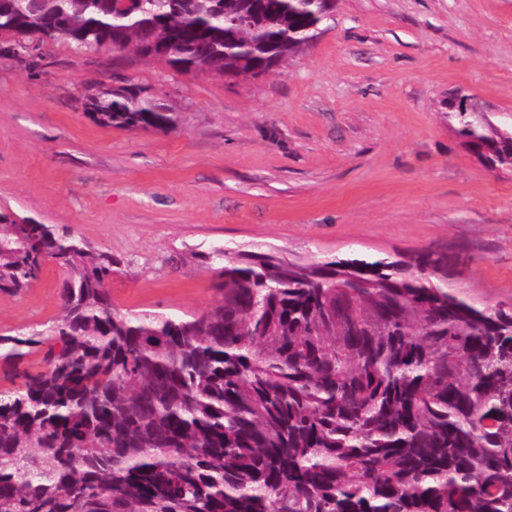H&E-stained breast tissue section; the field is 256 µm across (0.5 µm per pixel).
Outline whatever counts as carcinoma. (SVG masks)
I'll use <instances>...</instances> for the list:
<instances>
[{"label": "carcinoma", "instance_id": "obj_1", "mask_svg": "<svg viewBox=\"0 0 512 512\" xmlns=\"http://www.w3.org/2000/svg\"><path fill=\"white\" fill-rule=\"evenodd\" d=\"M327 0H0V33L257 76L302 52ZM107 128L168 132L133 86L86 100ZM457 133L494 169L512 130ZM220 302L182 317L117 308V261L0 214V291L43 262L61 313L0 334V512H512V311L448 288V259L288 260L218 252ZM47 347L43 367L24 358Z\"/></svg>", "mask_w": 512, "mask_h": 512}]
</instances>
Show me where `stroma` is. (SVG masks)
I'll return each instance as SVG.
<instances>
[{"label": "stroma", "mask_w": 512, "mask_h": 512, "mask_svg": "<svg viewBox=\"0 0 512 512\" xmlns=\"http://www.w3.org/2000/svg\"><path fill=\"white\" fill-rule=\"evenodd\" d=\"M135 85L175 130L99 126L87 97ZM512 126V0H334L302 53L258 77L0 34V213L112 255L123 310L199 313L217 248L286 258H448V285L512 311V166L488 170L458 103ZM63 271L0 292V333L61 312Z\"/></svg>", "instance_id": "obj_1"}]
</instances>
